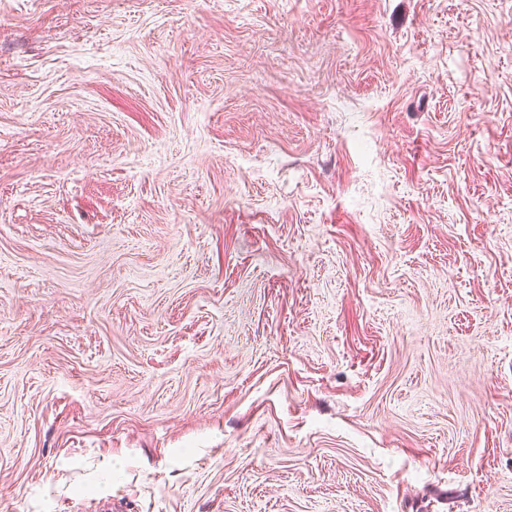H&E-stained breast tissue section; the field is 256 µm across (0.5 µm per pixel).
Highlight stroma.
<instances>
[{
	"label": "stroma",
	"mask_w": 512,
	"mask_h": 512,
	"mask_svg": "<svg viewBox=\"0 0 512 512\" xmlns=\"http://www.w3.org/2000/svg\"><path fill=\"white\" fill-rule=\"evenodd\" d=\"M512 512V0H0V512Z\"/></svg>",
	"instance_id": "obj_1"
}]
</instances>
